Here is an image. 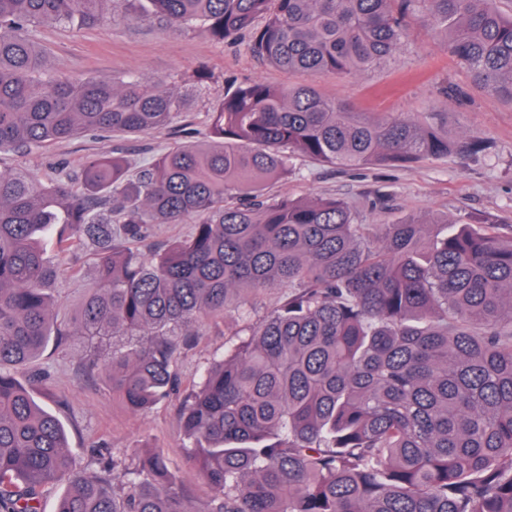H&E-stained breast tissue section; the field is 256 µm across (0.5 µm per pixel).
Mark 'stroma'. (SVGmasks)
<instances>
[{"instance_id": "35a3bbf8", "label": "stroma", "mask_w": 512, "mask_h": 512, "mask_svg": "<svg viewBox=\"0 0 512 512\" xmlns=\"http://www.w3.org/2000/svg\"><path fill=\"white\" fill-rule=\"evenodd\" d=\"M47 70L54 76L120 78L134 74L160 89L182 96L186 109L167 127L129 136L88 133L31 150L0 154V171H24L43 181L78 175L87 157L114 154L138 171L157 155L188 141H204L206 114L230 83L260 81L273 86L308 84L324 96L349 102L359 112H421L448 115L450 137L477 135L485 152L427 158L407 166L334 167L298 156L288 174L271 183L267 195L337 198L361 224H395L409 216H445L462 224L512 225V104L475 86L468 71L423 27L412 28L408 42L377 69L348 77L331 73L285 72L254 54L246 41H212L205 34L162 32L148 25H104L92 29L42 25L32 30ZM210 78L198 84L197 70ZM96 277L90 257L80 274L54 285L60 316H75ZM240 322L228 318L193 328L178 350L179 388L146 412H135L112 395L105 364L89 368L93 354L80 336L67 339L64 351L46 349L39 360L51 384L36 399L64 423L68 447L81 461L98 466L100 449L133 460L163 449L195 504L211 490L189 463L183 446L180 408L189 381L196 379L225 344L236 341Z\"/></svg>"}]
</instances>
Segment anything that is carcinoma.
Returning a JSON list of instances; mask_svg holds the SVG:
<instances>
[{"instance_id": "carcinoma-1", "label": "carcinoma", "mask_w": 512, "mask_h": 512, "mask_svg": "<svg viewBox=\"0 0 512 512\" xmlns=\"http://www.w3.org/2000/svg\"><path fill=\"white\" fill-rule=\"evenodd\" d=\"M499 0H0V153L86 133L146 135L184 101L137 76L45 70L37 25L147 21L244 37L286 71L376 68L428 27L512 105V12ZM209 143L134 174L92 155L80 178L0 173V512H512V225L411 217L358 224L336 198H264L295 155L342 167L478 152L443 113L357 112L314 87L231 84ZM195 217L141 260L148 224ZM55 238L51 259L41 241ZM92 251L96 279L61 321L52 284ZM288 286L191 383L184 447L211 496L195 508L160 448L95 471L21 381L64 337L109 346L112 395L145 411L178 387L179 338L239 288Z\"/></svg>"}]
</instances>
